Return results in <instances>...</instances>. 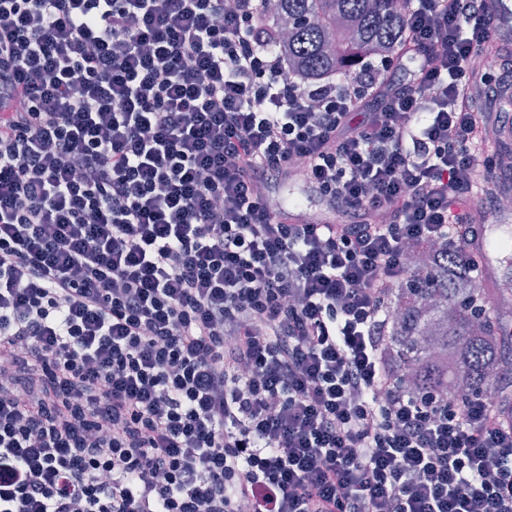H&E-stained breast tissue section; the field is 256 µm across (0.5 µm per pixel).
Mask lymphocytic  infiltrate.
<instances>
[{"instance_id":"lymphocytic-infiltrate-1","label":"lymphocytic infiltrate","mask_w":512,"mask_h":512,"mask_svg":"<svg viewBox=\"0 0 512 512\" xmlns=\"http://www.w3.org/2000/svg\"><path fill=\"white\" fill-rule=\"evenodd\" d=\"M490 2L401 0L308 84L271 0H0V512H512L497 403L381 350L407 247L483 277ZM288 180L341 223L284 222Z\"/></svg>"}]
</instances>
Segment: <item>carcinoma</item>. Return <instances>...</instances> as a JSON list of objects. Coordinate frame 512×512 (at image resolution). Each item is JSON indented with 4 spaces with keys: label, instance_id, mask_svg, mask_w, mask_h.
Returning a JSON list of instances; mask_svg holds the SVG:
<instances>
[{
    "label": "carcinoma",
    "instance_id": "obj_1",
    "mask_svg": "<svg viewBox=\"0 0 512 512\" xmlns=\"http://www.w3.org/2000/svg\"><path fill=\"white\" fill-rule=\"evenodd\" d=\"M265 21L288 28L275 44L299 78L319 83L351 71L356 51L383 56L393 47L403 23L394 0H273ZM437 284L402 286L387 298L384 360L387 368L416 390H433L452 401L495 387L497 402L512 407V330L505 313L490 300L512 295V275L497 281L491 293L469 276L435 265ZM478 296L486 307L474 305Z\"/></svg>",
    "mask_w": 512,
    "mask_h": 512
}]
</instances>
